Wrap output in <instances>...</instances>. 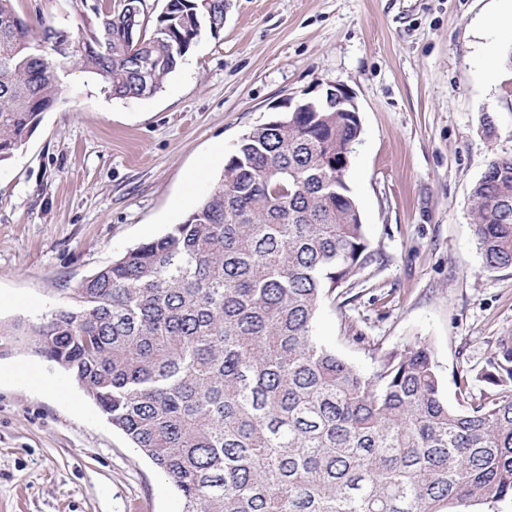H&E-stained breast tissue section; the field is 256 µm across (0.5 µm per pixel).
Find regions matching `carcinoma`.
Returning a JSON list of instances; mask_svg holds the SVG:
<instances>
[{
  "instance_id": "carcinoma-1",
  "label": "carcinoma",
  "mask_w": 512,
  "mask_h": 512,
  "mask_svg": "<svg viewBox=\"0 0 512 512\" xmlns=\"http://www.w3.org/2000/svg\"><path fill=\"white\" fill-rule=\"evenodd\" d=\"M77 29L30 30L0 0V163L24 146L72 69L147 98L224 0H68ZM70 39L65 55L54 43ZM361 127L321 104L245 134L184 222L97 269L73 305L0 328L68 371L165 474L183 512H475L512 501V336L491 390L442 396L432 350L372 348L367 374L319 343L316 313L379 264L346 181ZM483 269L512 268V154L471 191Z\"/></svg>"
}]
</instances>
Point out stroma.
Here are the masks:
<instances>
[{
	"label": "stroma",
	"mask_w": 512,
	"mask_h": 512,
	"mask_svg": "<svg viewBox=\"0 0 512 512\" xmlns=\"http://www.w3.org/2000/svg\"><path fill=\"white\" fill-rule=\"evenodd\" d=\"M30 25L77 26L66 0H15ZM503 0H225L162 90L109 99L71 73L29 141L0 163V321L39 323L126 250L182 223L273 105L327 83L351 89L361 134L346 179L382 252L315 319L317 340L373 367L383 348L430 345L455 402L512 336V269L487 272L471 189L512 154V49ZM366 336L358 344L352 334ZM41 385L0 380V512H181L171 482L114 429L70 374L18 350Z\"/></svg>",
	"instance_id": "obj_1"
}]
</instances>
